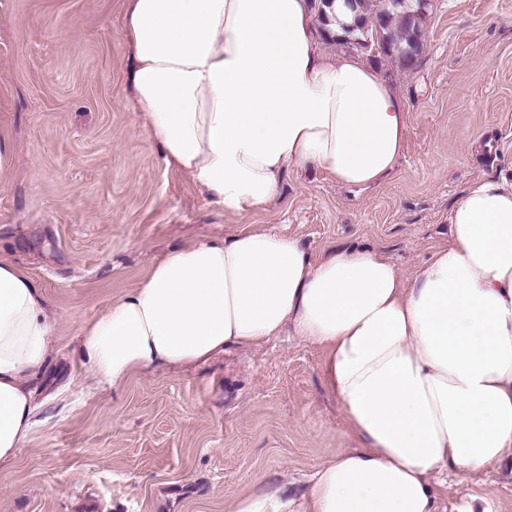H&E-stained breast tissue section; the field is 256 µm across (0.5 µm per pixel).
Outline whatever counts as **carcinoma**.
Wrapping results in <instances>:
<instances>
[{"label":"carcinoma","mask_w":512,"mask_h":512,"mask_svg":"<svg viewBox=\"0 0 512 512\" xmlns=\"http://www.w3.org/2000/svg\"><path fill=\"white\" fill-rule=\"evenodd\" d=\"M346 0L355 13L354 23L340 34L330 30L335 0H311L325 38L338 45L364 50L380 56L394 57L405 70L419 65L424 46L423 20L431 0Z\"/></svg>","instance_id":"obj_1"}]
</instances>
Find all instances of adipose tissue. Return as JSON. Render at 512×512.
Listing matches in <instances>:
<instances>
[{
    "instance_id": "ef3b65f1",
    "label": "adipose tissue",
    "mask_w": 512,
    "mask_h": 512,
    "mask_svg": "<svg viewBox=\"0 0 512 512\" xmlns=\"http://www.w3.org/2000/svg\"><path fill=\"white\" fill-rule=\"evenodd\" d=\"M139 124L163 162L230 213L264 206L288 169L366 188L396 167L404 98L359 56H331L309 0H124ZM451 244L403 277L385 257L243 231L186 244L85 325L89 379L202 363L291 331L323 351L321 375L355 447L300 496L278 485L230 512H435L430 479L512 457V183L485 178L453 202ZM57 319L0 256V465L28 441Z\"/></svg>"
}]
</instances>
